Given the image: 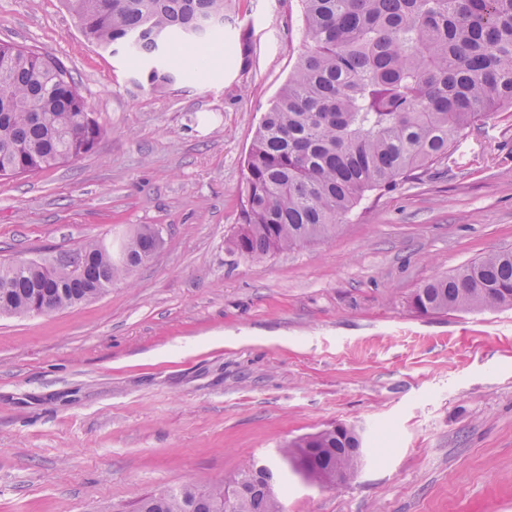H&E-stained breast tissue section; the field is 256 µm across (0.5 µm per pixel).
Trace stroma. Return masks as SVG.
I'll return each mask as SVG.
<instances>
[{
    "mask_svg": "<svg viewBox=\"0 0 512 512\" xmlns=\"http://www.w3.org/2000/svg\"><path fill=\"white\" fill-rule=\"evenodd\" d=\"M0 41L72 73L103 134L0 178V261L54 259L138 224L161 243L80 305L0 317V512H133L237 477L333 424L367 450L285 512H512V308L423 316L427 282L512 248V114L422 181L370 194L326 240L231 253L260 118L310 45L301 0H227L205 79L85 41L67 0H0Z\"/></svg>",
    "mask_w": 512,
    "mask_h": 512,
    "instance_id": "stroma-1",
    "label": "stroma"
}]
</instances>
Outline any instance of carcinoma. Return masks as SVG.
<instances>
[{"label":"carcinoma","mask_w":512,"mask_h":512,"mask_svg":"<svg viewBox=\"0 0 512 512\" xmlns=\"http://www.w3.org/2000/svg\"><path fill=\"white\" fill-rule=\"evenodd\" d=\"M225 0H70L85 39L156 60L147 83L175 81L162 58L185 39H223ZM311 44L264 113L228 240L259 258L327 238L366 193L416 181L448 160L466 131L512 111V0H302ZM47 57L0 44V177L54 168L89 153L102 128L76 83H56ZM160 244L150 224L117 251L90 240L36 264L0 262V315L35 303L58 310L127 279ZM424 314L512 307V249L487 254L417 289ZM283 452L297 472L351 474L365 450L331 431ZM256 486L237 512H283L280 470L245 463ZM135 512H224V485L198 479L142 497Z\"/></svg>","instance_id":"carcinoma-1"}]
</instances>
